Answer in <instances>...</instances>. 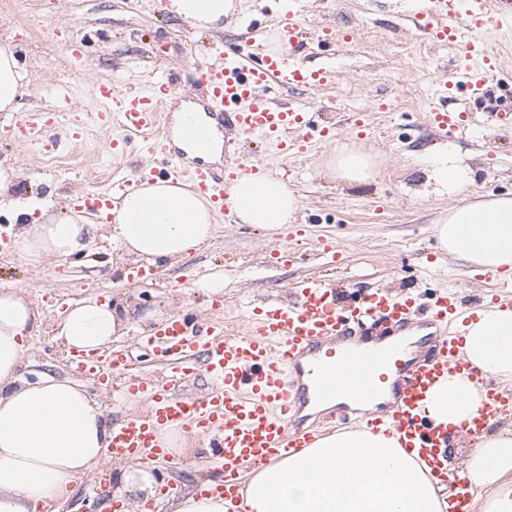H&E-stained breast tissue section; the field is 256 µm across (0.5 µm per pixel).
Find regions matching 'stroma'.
I'll return each mask as SVG.
<instances>
[{
    "label": "stroma",
    "mask_w": 512,
    "mask_h": 512,
    "mask_svg": "<svg viewBox=\"0 0 512 512\" xmlns=\"http://www.w3.org/2000/svg\"><path fill=\"white\" fill-rule=\"evenodd\" d=\"M296 2L310 30L329 25L354 33L351 43L310 44L298 55L303 64L334 69V84L320 91L276 94L279 100L309 106L311 124H335L334 143L285 164L260 139L227 126L224 152L209 167L224 171L246 155L262 160L273 175H287L300 196L307 223L272 233L238 223L231 214L218 216L216 236L199 251L152 266L149 276L131 285L124 275L135 261L113 252L102 218L89 248L62 263L26 257L17 246H10L9 256L0 257V286H23L45 314L27 341L26 378L45 372L71 375L67 350L55 334L58 316L51 307L53 296L70 304L93 295L121 298L128 308L127 320L113 337L112 347L135 349L166 317L188 313L200 320L209 318L213 295L195 280L199 266L224 277L222 317L225 333L232 336L243 335L252 301L288 298L289 283L300 278L336 280L343 284L349 304L384 288L394 294L412 292L425 305L443 291L456 292L469 311L487 305L488 283L475 279L473 270L438 247L434 223L459 198L439 191L419 159L449 144L460 146L469 157L478 192L512 193V166L503 162L512 155V129L500 127L494 116L504 89L491 87L486 97L460 93L457 103L470 115L468 130L435 131L425 121L426 108L447 77L455 51L430 44L414 31L408 15L416 0ZM166 4L167 0H0V44H11L26 74L17 111H54L61 127L81 133L77 146L56 149L50 162L38 150L16 143L11 127L0 122V161L19 170L13 195L36 194L61 212L72 208L79 192L107 190L113 177L136 170L146 159L141 148L119 158L108 150L119 132L96 124L101 104L95 84L109 79L123 89H146L154 74L175 68L185 92L163 95L165 115L186 104L207 110L206 97L193 86L196 63L214 42L260 57L272 20L282 7L281 0H242L238 18L215 32L195 30L166 11ZM56 27H71L81 34L82 68L71 69V56L53 41ZM63 90L69 91V100L58 99ZM324 99L330 102L326 111L319 107ZM356 112L369 113L365 130L353 125L351 116ZM343 144L376 155L375 181L348 185L328 173L327 158ZM326 242L336 247V264H329L320 252ZM283 244L294 253L286 266L271 256ZM207 453L199 439H190L183 465L160 469L163 483L178 485L186 493L196 489L198 477H214ZM109 472V466H102L98 477L74 484L72 498L82 505V512H99L101 503L111 501L115 490Z\"/></svg>",
    "instance_id": "1"
}]
</instances>
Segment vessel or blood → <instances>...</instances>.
Here are the masks:
<instances>
[{
  "label": "vessel or blood",
  "mask_w": 512,
  "mask_h": 512,
  "mask_svg": "<svg viewBox=\"0 0 512 512\" xmlns=\"http://www.w3.org/2000/svg\"><path fill=\"white\" fill-rule=\"evenodd\" d=\"M412 23L427 41L458 52L455 70L444 83L446 98L428 107L434 129L455 132L464 116L449 107L448 96L463 90L481 93L489 81L504 74L500 54L487 37L512 27V0H425ZM276 24L285 51L257 60L241 49L216 44L211 59L196 64L194 86L207 93L213 115L241 134L264 138L285 159L335 139V128L308 125L307 108L276 100L272 90L323 87L332 82L334 73L324 67H304L294 59L292 51L305 35L306 23L292 5L279 11ZM95 93L102 104L100 124L119 125L123 132L111 143L114 154H124L135 141L151 158L131 176L114 181L110 192L77 195L79 207L108 214L144 185L176 180L178 165L170 154L157 97L117 89L109 80L100 81ZM14 122L22 143L62 142L55 119L21 115ZM160 160L165 163L161 169L156 166ZM255 170V161L244 158L231 175L198 168L189 181L216 212L223 213L229 208L233 179ZM291 294V300L254 308L243 336H225L224 324L218 320L192 326L178 316L166 318L144 341L169 369L160 381L136 375L131 355L123 350L72 353L68 366L74 372L94 376L105 393L145 405L143 412L113 423L105 458L179 466L180 457L159 442L161 430L179 427L205 439L211 450L216 477L201 487V495L223 498L227 512H247L242 473L310 447L316 439L314 429L303 427L297 418L301 403L312 395L333 400L343 394L368 401L388 386L394 401L382 415L368 419V426L395 435L432 481L450 482L447 512H471L469 479L448 474L449 430L420 410L446 377L465 372L472 380L483 379L482 371L472 368L461 350L459 327L467 317L456 293H439L425 307L416 296L394 297L375 290L350 310L337 304L333 286L319 280L297 282ZM415 325L432 330L423 357H408L385 344V337ZM203 373L211 386L191 391V384ZM503 404L502 393L488 389L478 415L460 427V434H481Z\"/></svg>",
  "instance_id": "obj_1"
}]
</instances>
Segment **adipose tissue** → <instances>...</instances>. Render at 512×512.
<instances>
[{
  "label": "adipose tissue",
  "instance_id": "1",
  "mask_svg": "<svg viewBox=\"0 0 512 512\" xmlns=\"http://www.w3.org/2000/svg\"><path fill=\"white\" fill-rule=\"evenodd\" d=\"M168 9L201 30H220L241 10V0H169ZM435 181L461 195L435 225L439 247L479 272L512 275V194L467 197L474 185L461 153L448 148L428 157ZM326 166L347 183L375 179L378 164L363 148L343 146ZM12 167L0 165V204H12L18 221L43 209L41 224L21 229L18 249L37 258L68 259L84 251L94 229L87 217L48 213L47 202L12 199ZM244 224L277 230L291 223L300 201L287 182L266 172L235 179L228 198ZM216 214L186 183L162 181L124 197L110 226L114 250L154 264L185 257L216 234ZM124 308L87 298L71 304L57 336L76 350L109 347ZM43 314L23 287L0 289V512H62L69 486L101 463L112 439L102 408L82 386L51 375L30 381L21 371L26 339ZM466 359L483 383L456 375L423 404L435 422L458 426L477 415L485 384L512 386V307L477 310L463 328ZM464 473L472 483L471 512H512V422L482 433ZM118 496L131 502L154 497L155 472L138 463L112 476ZM248 512H441V499L418 463L395 437L368 429L320 436L303 452L273 460L246 482Z\"/></svg>",
  "mask_w": 512,
  "mask_h": 512
}]
</instances>
